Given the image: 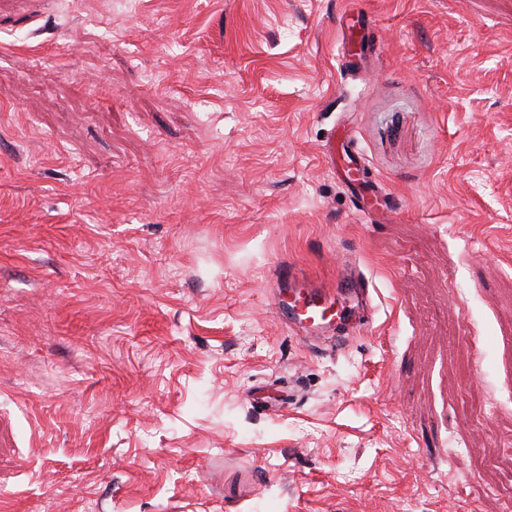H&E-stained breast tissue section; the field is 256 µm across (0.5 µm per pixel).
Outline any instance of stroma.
<instances>
[{
  "label": "stroma",
  "instance_id": "35a3bbf8",
  "mask_svg": "<svg viewBox=\"0 0 512 512\" xmlns=\"http://www.w3.org/2000/svg\"><path fill=\"white\" fill-rule=\"evenodd\" d=\"M0 512H512V0H0ZM369 284L360 270H353L348 264L341 266L336 287L310 281L286 265L282 269L278 294L274 297V308L289 325L308 336H325L336 329V336L329 337L332 345L338 348L370 323L374 308ZM345 301L354 302L356 306H349L354 312L342 318L338 304L344 310L342 304ZM334 317H338L339 322L334 323Z\"/></svg>",
  "mask_w": 512,
  "mask_h": 512
}]
</instances>
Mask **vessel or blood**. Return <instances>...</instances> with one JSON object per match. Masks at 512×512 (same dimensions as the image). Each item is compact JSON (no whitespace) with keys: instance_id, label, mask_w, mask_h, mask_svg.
I'll return each instance as SVG.
<instances>
[{"instance_id":"obj_1","label":"vessel or blood","mask_w":512,"mask_h":512,"mask_svg":"<svg viewBox=\"0 0 512 512\" xmlns=\"http://www.w3.org/2000/svg\"><path fill=\"white\" fill-rule=\"evenodd\" d=\"M274 308L289 325L309 336L330 335L336 347L358 335L373 313L368 279L346 264L332 286L310 281L293 268L284 267Z\"/></svg>"}]
</instances>
